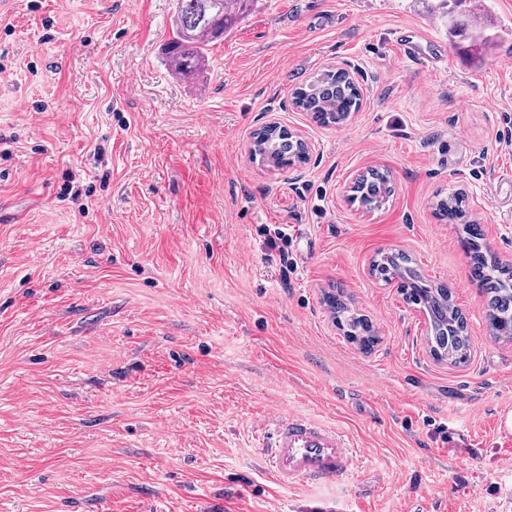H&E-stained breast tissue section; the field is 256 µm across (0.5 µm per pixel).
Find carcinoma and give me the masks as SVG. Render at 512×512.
<instances>
[{
  "mask_svg": "<svg viewBox=\"0 0 512 512\" xmlns=\"http://www.w3.org/2000/svg\"><path fill=\"white\" fill-rule=\"evenodd\" d=\"M254 0H174L173 37L164 53L166 65L176 78L201 82L209 61L210 47L224 39L238 20L253 6ZM293 105L309 112L321 124L339 123L360 106L357 86L344 71L330 70L313 82L293 92ZM262 150L260 157L274 161L306 160L303 144L291 136L271 134L264 129L253 133ZM392 192L390 175L373 171L358 181L356 199L365 207L382 204ZM440 219L464 225V246L473 263V280L487 296V319L496 338L512 340V268L483 253L477 228L465 224L464 197L453 193L436 205ZM402 254L380 258L377 273L386 281L397 279L409 304L425 311L429 326L427 341L431 351L451 365H464L471 356V340L462 313L454 305L451 293L435 287L410 266ZM326 302L337 322L347 328L348 336L362 345L375 343L376 334L367 319L354 313L339 295H329Z\"/></svg>",
  "mask_w": 512,
  "mask_h": 512,
  "instance_id": "cac0c4a2",
  "label": "carcinoma"
}]
</instances>
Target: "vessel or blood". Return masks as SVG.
<instances>
[{"label": "vessel or blood", "mask_w": 512, "mask_h": 512, "mask_svg": "<svg viewBox=\"0 0 512 512\" xmlns=\"http://www.w3.org/2000/svg\"><path fill=\"white\" fill-rule=\"evenodd\" d=\"M270 450L267 466L278 486L324 483L350 469L357 447L343 430L291 413L263 428Z\"/></svg>", "instance_id": "obj_1"}]
</instances>
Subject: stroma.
<instances>
[{
    "label": "stroma",
    "mask_w": 512,
    "mask_h": 512,
    "mask_svg": "<svg viewBox=\"0 0 512 512\" xmlns=\"http://www.w3.org/2000/svg\"><path fill=\"white\" fill-rule=\"evenodd\" d=\"M438 2L255 0L192 84L163 59L174 0H0V512H512V341L435 211L462 193L512 260V0H460L480 55ZM414 27L441 63L398 54ZM338 67L361 107L322 127L292 94ZM272 120L306 161L251 157ZM371 169L394 193L369 210ZM398 250L450 289L466 365L371 272ZM290 412L352 437L346 475L276 485L261 424ZM355 190L359 194L355 199L359 200L362 206L369 207L370 209L377 207L392 192L390 175L388 172L371 171L368 175H363L359 179L358 185L351 186L349 191L355 192ZM326 302L337 322L347 328L348 336L358 341L361 345H373L376 334L367 319L354 313L342 300L340 295H329Z\"/></svg>",
    "instance_id": "stroma-1"
}]
</instances>
